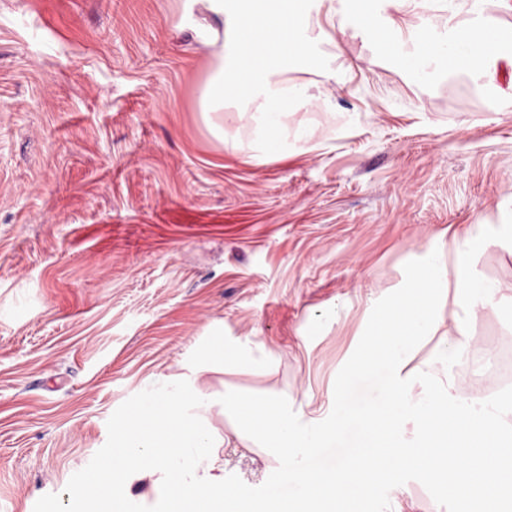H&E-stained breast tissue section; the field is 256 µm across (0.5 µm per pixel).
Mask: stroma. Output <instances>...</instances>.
Here are the masks:
<instances>
[{"label":"stroma","instance_id":"1","mask_svg":"<svg viewBox=\"0 0 512 512\" xmlns=\"http://www.w3.org/2000/svg\"><path fill=\"white\" fill-rule=\"evenodd\" d=\"M197 0H0V512H99L87 475L151 389L222 335L273 365L207 373L210 392L290 396L299 426L344 385L431 251L481 239L470 264L512 293V68L420 79L356 19L317 50L288 110L311 147L253 159L249 120L200 107ZM472 353L512 345V305L479 310ZM224 484L265 512L286 472L240 447L228 416ZM121 512H166L151 480L115 479ZM360 512H459L448 481L390 470Z\"/></svg>","mask_w":512,"mask_h":512}]
</instances>
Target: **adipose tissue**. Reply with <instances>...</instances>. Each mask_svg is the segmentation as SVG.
Instances as JSON below:
<instances>
[{
	"label": "adipose tissue",
	"mask_w": 512,
	"mask_h": 512,
	"mask_svg": "<svg viewBox=\"0 0 512 512\" xmlns=\"http://www.w3.org/2000/svg\"><path fill=\"white\" fill-rule=\"evenodd\" d=\"M223 24L209 31L211 75L206 85L204 111L223 109L226 101L240 103L249 112L261 155L287 149L284 117L288 104L308 98L307 85L285 81L294 60L326 70L325 59L307 40L304 29L312 16L328 22L319 37L333 41V26L358 16L365 33L389 45L403 58L416 61L420 75L451 58L464 42L483 36L492 18L478 14V0H450L451 14L473 15L472 25L450 28L436 35L437 49L424 58L423 33L404 37L397 20L386 14L390 4L417 9L427 0H300V9L279 8L275 0H204ZM430 277L422 300L406 299L393 306L369 348L363 369L382 374L386 390L372 407L337 412L329 422L299 430L288 411L287 399L259 400L263 418L238 412L240 425L255 435L261 448H275L288 467V482L296 501L327 496L343 501L362 475L419 464L448 477L457 495L468 496L470 449L512 446V398L479 403L461 395L454 375L438 370L437 362L463 359L470 350V323L477 311L502 300V289L477 277L466 264L457 242L433 251L427 263ZM453 301L449 318L435 307ZM453 332L444 336L434 358L416 361L419 340L439 333L444 321ZM204 368L178 377L174 390L155 391L142 398L136 413L116 432L123 474L137 479L159 476L168 492L172 512H226L234 494L224 486L222 445L209 428L214 406L200 384ZM341 430L361 431L363 456L338 465L331 473H316L306 463L324 442Z\"/></svg>",
	"instance_id": "ef3b65f1"
}]
</instances>
